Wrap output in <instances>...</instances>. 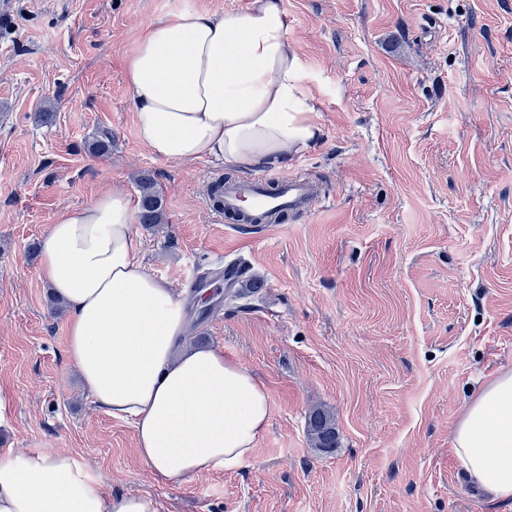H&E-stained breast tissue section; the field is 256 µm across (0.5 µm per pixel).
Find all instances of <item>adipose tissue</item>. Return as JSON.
Masks as SVG:
<instances>
[{
	"instance_id": "1",
	"label": "adipose tissue",
	"mask_w": 512,
	"mask_h": 512,
	"mask_svg": "<svg viewBox=\"0 0 512 512\" xmlns=\"http://www.w3.org/2000/svg\"><path fill=\"white\" fill-rule=\"evenodd\" d=\"M125 76L138 136L164 161L279 167L321 133L282 0L157 18ZM136 213L128 193L106 191L43 239L39 275L65 302L67 360L98 409L131 423L156 482L233 470L267 426L268 395L223 352L186 341L183 305L144 267ZM452 450L474 484L512 499V371L466 404ZM159 510L150 494L106 492L69 454L0 456V512Z\"/></svg>"
}]
</instances>
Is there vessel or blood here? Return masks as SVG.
Masks as SVG:
<instances>
[{
  "instance_id": "b4317fda",
  "label": "vessel or blood",
  "mask_w": 512,
  "mask_h": 512,
  "mask_svg": "<svg viewBox=\"0 0 512 512\" xmlns=\"http://www.w3.org/2000/svg\"><path fill=\"white\" fill-rule=\"evenodd\" d=\"M319 195L312 180L299 175L258 177L225 183L218 218L233 217L240 224H257L271 211L302 216L313 212Z\"/></svg>"
}]
</instances>
